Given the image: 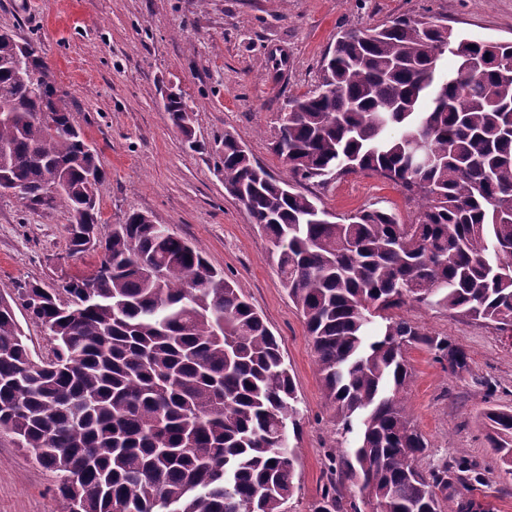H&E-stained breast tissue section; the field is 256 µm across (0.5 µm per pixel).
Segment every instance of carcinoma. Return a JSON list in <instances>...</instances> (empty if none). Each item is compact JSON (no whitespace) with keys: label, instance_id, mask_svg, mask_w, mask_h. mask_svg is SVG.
I'll use <instances>...</instances> for the list:
<instances>
[{"label":"carcinoma","instance_id":"obj_1","mask_svg":"<svg viewBox=\"0 0 512 512\" xmlns=\"http://www.w3.org/2000/svg\"><path fill=\"white\" fill-rule=\"evenodd\" d=\"M25 45L29 87L13 66L20 44L0 35V99L15 103L0 118V168L17 197L66 210L70 252L102 257L90 276L0 297V431L61 473L67 512H284L298 456L279 437L298 429L299 400L276 336L177 233L135 211L102 231L95 150L38 46ZM288 107L272 150L290 179L228 135L222 163L225 190L269 239L305 319L337 431L358 426L316 512H345L346 481L376 512H460L455 485L479 477L464 456L418 467L426 443L407 409L404 351L423 345L452 373L468 356L393 311L411 300L512 332V44L426 17L345 31ZM165 110L197 147L183 96ZM357 172L392 182L414 219L373 209L332 223L319 197L297 190ZM56 181V194L38 195ZM15 303L49 335L40 369ZM486 418L512 476V412Z\"/></svg>","mask_w":512,"mask_h":512}]
</instances>
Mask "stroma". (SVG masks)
I'll use <instances>...</instances> for the list:
<instances>
[{
  "mask_svg": "<svg viewBox=\"0 0 512 512\" xmlns=\"http://www.w3.org/2000/svg\"><path fill=\"white\" fill-rule=\"evenodd\" d=\"M447 18L476 40L512 42V0H0V30L35 42L70 115L96 149L103 223L139 211L200 246L242 288L277 337L294 377L300 456L286 512H315L329 455L340 448L304 318L269 256L266 237L224 188V137L232 135L274 177L288 169L270 149L277 117L317 82L321 59L343 30L398 16ZM177 86L193 110L190 149L164 110ZM339 216L381 208L410 223L400 191L375 174L323 186L304 183ZM68 215L0 193V295L92 273L100 253H70ZM398 316L462 347L469 369L454 375L427 349L410 347L408 406L427 444V468L465 453L480 475L457 486L473 512H512V477L487 441L488 409L512 410V335L443 308L407 302ZM60 478L0 433V512H65Z\"/></svg>",
  "mask_w": 512,
  "mask_h": 512,
  "instance_id": "35a3bbf8",
  "label": "stroma"
}]
</instances>
